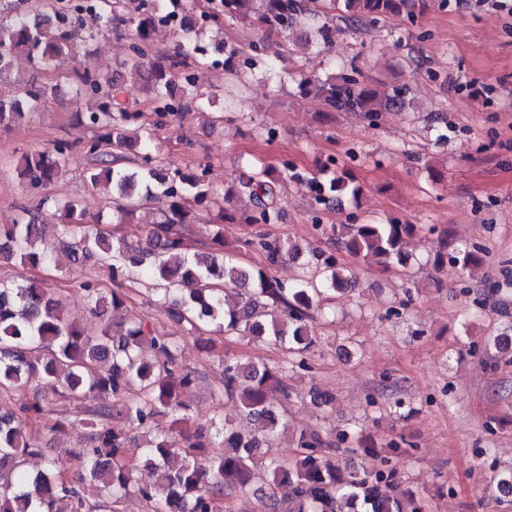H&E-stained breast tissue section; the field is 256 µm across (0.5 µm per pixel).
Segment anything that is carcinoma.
<instances>
[{
    "instance_id": "1",
    "label": "carcinoma",
    "mask_w": 512,
    "mask_h": 512,
    "mask_svg": "<svg viewBox=\"0 0 512 512\" xmlns=\"http://www.w3.org/2000/svg\"><path fill=\"white\" fill-rule=\"evenodd\" d=\"M432 0H219L224 15L257 25L264 34L296 36L295 46L304 54H317L336 36L334 20L352 25H374L399 16L416 22ZM170 12L165 0H86L74 7L64 0L42 3L30 0L23 13L0 19V73L11 68L20 55L34 66L48 68L70 57L73 43L90 41L97 31L84 28L80 11L95 13L101 24H131V54L122 63L125 80L85 66L71 70L75 98L89 96L94 108L85 113L95 135L86 153L95 165L88 171L92 189L110 197L118 218L126 221L140 206L154 204L162 220L153 224L142 242L102 233L77 232L86 221L82 204L74 200L43 197L28 219L0 226V260L46 265L56 259L53 250L39 244V218L49 213L60 227V246L78 262L94 258L111 278L135 267L150 279L169 304L175 323L191 331L250 336L280 347L288 359L271 367L242 355L224 356L221 393L235 400L240 416L212 421L189 433L180 393L193 381V372L180 366V340L155 334L132 320L115 326L107 321L93 332L80 322L66 319L49 289L37 280L8 286L0 283V391L20 388L36 380L77 408L74 419L47 426L51 432L65 425L84 430L85 443L78 458L82 472L64 474V464L52 461L45 468L21 472L31 458L40 457L41 445L27 435L21 423L40 424L46 415L38 401L21 402L16 410L0 413V512H86L85 485L95 489L96 512H114L119 499L133 491L151 504V512H222L224 499L236 494L257 495L263 512H424L422 499L402 489V481L387 467L381 451L358 433L340 432L344 451L370 459V465L351 469L326 455L318 434L295 429L299 451L282 461L272 453L278 434L290 424L282 415V400L289 397V372L305 364L317 343L315 312L329 292H343L356 284L354 269L319 248L303 252L288 239L264 238L258 246L266 265L250 268L224 251L221 233L213 245L189 252L183 233L186 225L201 219L192 204L209 203L228 224H272L277 218L275 184L290 177L326 204L338 196L356 200L362 189L344 171H334L328 181L304 178L288 165L266 164L236 179L219 198L206 181V170L186 174L155 164V144L143 139L140 160L133 168L118 166L128 147L127 131L138 113L124 98L128 79L151 83L157 112H173L180 99L202 108L211 96L189 67L207 64L200 45L204 25L195 19V2L178 4ZM180 17L174 35L177 44L169 66L156 62L154 36L163 17ZM299 93L322 101L332 112H345L376 121L384 112L409 108V88L380 90L362 79L361 71L322 78L312 74L297 82ZM48 98L46 87L29 85L21 98L0 100V127L22 121L37 112ZM72 146L57 141L51 147L26 153L19 175L31 188L47 187L65 171ZM426 230L418 224L391 219L385 224L364 220L332 227L336 246L355 259L382 269L406 268L411 254L408 242ZM306 255L307 273L288 284L272 274L274 266ZM452 260L464 270L484 266L486 250L480 247L448 250L443 234L433 256L438 268ZM94 311L105 315L125 304L117 291L105 294L99 284H80ZM149 346L154 357L142 355ZM139 395L127 398L133 383ZM172 417L171 428L158 430L156 417ZM122 417L145 430L138 446L142 465L129 459L125 431L112 425ZM223 437L224 453L198 461V452L209 444L208 431Z\"/></svg>"
}]
</instances>
